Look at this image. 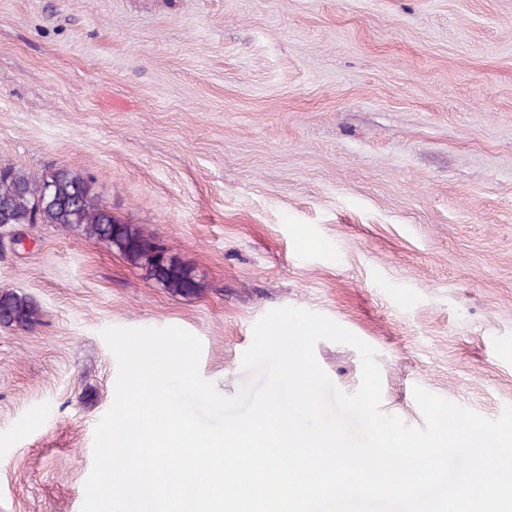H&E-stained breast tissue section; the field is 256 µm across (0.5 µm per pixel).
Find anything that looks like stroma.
<instances>
[{
  "label": "stroma",
  "instance_id": "stroma-1",
  "mask_svg": "<svg viewBox=\"0 0 512 512\" xmlns=\"http://www.w3.org/2000/svg\"><path fill=\"white\" fill-rule=\"evenodd\" d=\"M89 177L113 220L204 281L178 295L52 224L0 245V512H81L114 400L107 327L177 326L226 397L253 325L293 306L414 387L512 405V0H0V165ZM341 391L351 346L320 341ZM39 307L25 294L14 290L0 291V325L29 329L40 320Z\"/></svg>",
  "mask_w": 512,
  "mask_h": 512
}]
</instances>
